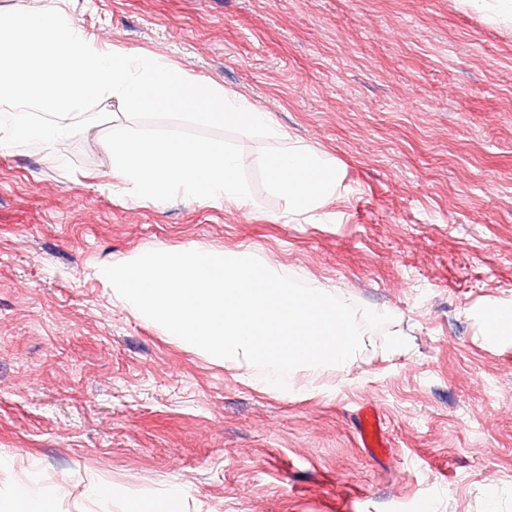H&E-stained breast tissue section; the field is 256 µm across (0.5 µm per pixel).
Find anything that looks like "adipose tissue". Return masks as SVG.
Listing matches in <instances>:
<instances>
[{
	"label": "adipose tissue",
	"mask_w": 512,
	"mask_h": 512,
	"mask_svg": "<svg viewBox=\"0 0 512 512\" xmlns=\"http://www.w3.org/2000/svg\"><path fill=\"white\" fill-rule=\"evenodd\" d=\"M272 188L288 201V219L297 224H330L329 202L341 185L335 162L311 147L292 144L265 160Z\"/></svg>",
	"instance_id": "ef3b65f1"
}]
</instances>
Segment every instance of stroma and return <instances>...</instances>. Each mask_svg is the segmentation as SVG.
Returning <instances> with one entry per match:
<instances>
[{"instance_id":"35a3bbf8","label":"stroma","mask_w":512,"mask_h":512,"mask_svg":"<svg viewBox=\"0 0 512 512\" xmlns=\"http://www.w3.org/2000/svg\"><path fill=\"white\" fill-rule=\"evenodd\" d=\"M103 44L154 53L270 112L241 136L254 209L136 203L100 125L0 153V503L48 512H512V28L461 0H73ZM335 159L332 224H293L260 159ZM246 250L391 315L346 377L269 388L131 311L95 274L147 248ZM379 412L374 459L354 416ZM100 494L89 497V485ZM491 311L500 312L498 317H490V313L486 316L484 322V335L489 340H495V337L503 336L510 331L512 333V306L495 307ZM10 502L13 507L9 511H45V499L42 496L34 495L25 483H18L14 486Z\"/></svg>"}]
</instances>
